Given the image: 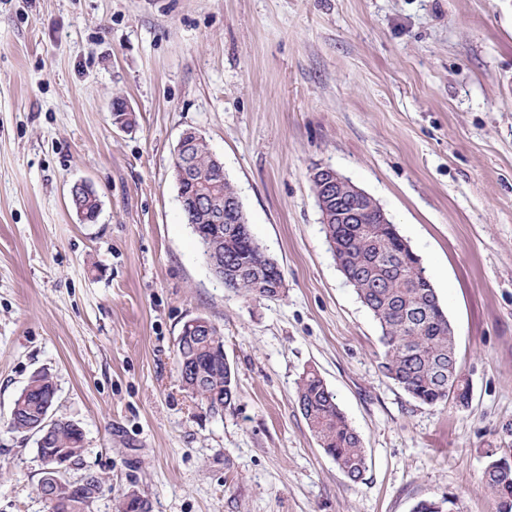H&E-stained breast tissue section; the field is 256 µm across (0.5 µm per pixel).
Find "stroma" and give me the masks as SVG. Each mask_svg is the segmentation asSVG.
I'll return each instance as SVG.
<instances>
[{
  "label": "stroma",
  "mask_w": 512,
  "mask_h": 512,
  "mask_svg": "<svg viewBox=\"0 0 512 512\" xmlns=\"http://www.w3.org/2000/svg\"><path fill=\"white\" fill-rule=\"evenodd\" d=\"M122 100L132 127L114 124ZM220 158L285 292L224 287L174 178L181 133ZM334 168L419 255L454 329L468 405L420 404L379 368L311 182ZM100 201L81 220L68 189ZM224 334L235 400L209 412L176 363L184 322ZM317 370L364 442L350 481L296 402ZM77 423L91 512H495L512 460V0H0V512H49L36 373ZM54 387V383L46 374L33 377L27 387L28 393H25V391L21 392L14 401L12 411L14 408L16 410L14 414L11 412L10 415L9 423L11 428L18 432L31 433L44 413L43 398L51 393H55ZM52 405L53 396L48 400L42 426L52 425L58 421L50 418L49 411ZM497 462L498 469L508 477L512 472V462L505 459L490 461L483 472V481L491 492L495 503L496 512H512V478H504L498 472L493 462Z\"/></svg>",
  "instance_id": "1"
}]
</instances>
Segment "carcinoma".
Wrapping results in <instances>:
<instances>
[{
  "label": "carcinoma",
  "instance_id": "obj_1",
  "mask_svg": "<svg viewBox=\"0 0 512 512\" xmlns=\"http://www.w3.org/2000/svg\"><path fill=\"white\" fill-rule=\"evenodd\" d=\"M191 160L195 171H211L213 154L207 142L191 147ZM187 189L208 192L222 202L237 197L224 176H209L202 187L189 185ZM326 210L325 237L336 243L344 277L380 327L384 347L379 364L382 373L422 404L448 401V375L457 371L455 339L421 259L409 248L396 225L380 223L376 207L370 202L361 206L357 224L344 222L336 213L334 202ZM222 213L217 208H201L185 214V219L206 228L222 218ZM221 226V233L210 238L199 236L197 241L205 260L224 255V287L256 296L264 286L276 282L278 272L263 262L249 225L224 221ZM176 353L179 365L191 359L200 396L234 388L231 367L214 361L207 346L179 347ZM53 392L54 383L47 375L33 377L28 392L20 393L14 401L11 428L32 432L43 415V398ZM296 395L301 414L320 447L350 481L361 480L366 471L363 440L339 408L334 393L316 371L309 370L300 376ZM48 449L64 451L70 458L80 460L84 452L82 430L70 423L57 425ZM483 481L495 500L496 512H512V478H504L489 463ZM89 486L101 491V481L96 476L83 487H59L54 512H90L92 501L86 496ZM454 505L447 497L426 499L416 504L414 512H454Z\"/></svg>",
  "mask_w": 512,
  "mask_h": 512
}]
</instances>
